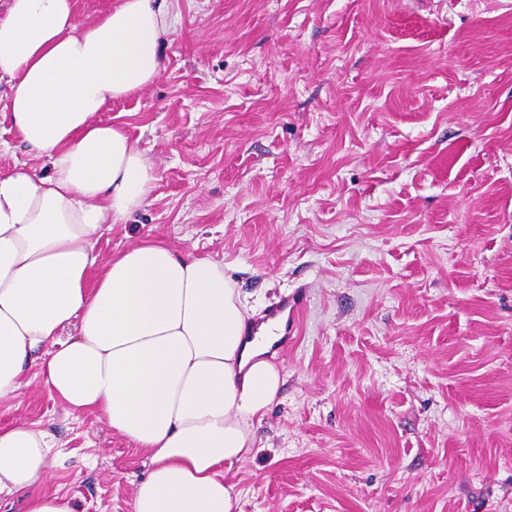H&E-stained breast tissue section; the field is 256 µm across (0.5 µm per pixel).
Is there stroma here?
<instances>
[{"mask_svg": "<svg viewBox=\"0 0 512 512\" xmlns=\"http://www.w3.org/2000/svg\"><path fill=\"white\" fill-rule=\"evenodd\" d=\"M164 69L99 121L151 162L97 241L230 264L254 317L303 289L234 512H512V0H178ZM75 512L149 460L38 387Z\"/></svg>", "mask_w": 512, "mask_h": 512, "instance_id": "obj_1", "label": "stroma"}]
</instances>
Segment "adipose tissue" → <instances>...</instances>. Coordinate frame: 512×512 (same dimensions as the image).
Masks as SVG:
<instances>
[{"mask_svg":"<svg viewBox=\"0 0 512 512\" xmlns=\"http://www.w3.org/2000/svg\"><path fill=\"white\" fill-rule=\"evenodd\" d=\"M172 3L119 0L91 21L75 0H8L0 13V111L48 166L0 174V403L35 382L145 451L132 512H233L231 475L284 384L269 341L246 335L223 262L160 240L95 251L155 188L152 164L97 115L160 75ZM53 448L32 424L0 426V503L75 512L54 486Z\"/></svg>","mask_w":512,"mask_h":512,"instance_id":"obj_1","label":"adipose tissue"}]
</instances>
